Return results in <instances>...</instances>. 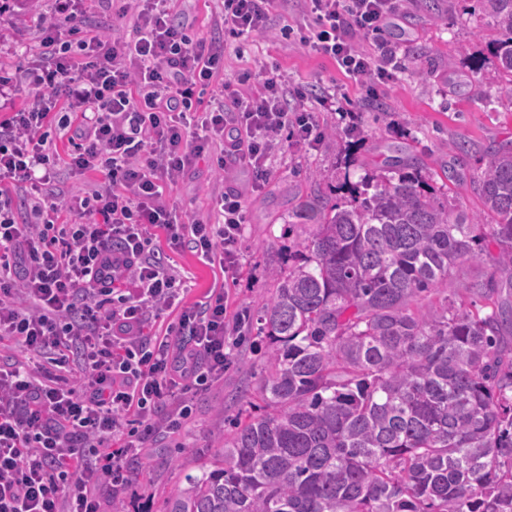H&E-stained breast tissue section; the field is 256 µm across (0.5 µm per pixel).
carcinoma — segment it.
Masks as SVG:
<instances>
[{"mask_svg": "<svg viewBox=\"0 0 512 512\" xmlns=\"http://www.w3.org/2000/svg\"><path fill=\"white\" fill-rule=\"evenodd\" d=\"M489 2L512 102V0ZM435 176L371 174L296 214L315 231L268 272L260 413L216 433L166 512H512V148L470 179L491 224L440 202ZM487 258L490 311L415 306Z\"/></svg>", "mask_w": 512, "mask_h": 512, "instance_id": "carcinoma-1", "label": "carcinoma"}]
</instances>
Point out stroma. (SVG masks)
Returning <instances> with one entry per match:
<instances>
[{
    "label": "stroma",
    "mask_w": 512,
    "mask_h": 512,
    "mask_svg": "<svg viewBox=\"0 0 512 512\" xmlns=\"http://www.w3.org/2000/svg\"><path fill=\"white\" fill-rule=\"evenodd\" d=\"M51 7V0H30L27 27L0 29L12 44L10 64H27V48L39 41L36 21ZM174 11L187 34L223 45L226 77L274 64L287 85H306L311 95L337 85L347 95L343 112H351L360 129L358 136L345 135L342 112L323 111L315 115L326 134L317 148L299 146L289 131H282L281 146L269 159L271 176L255 196L249 170L230 165L219 172L206 158L168 189L180 210L204 220L213 218L218 192L232 187L248 196L236 282H225L219 267L203 262L189 247L174 249L159 241V250L187 280L185 303L221 288L228 296V318L242 311L259 318L275 286L269 268L297 264V244L313 231L309 224L288 223V216L317 196L345 202L342 185L347 178L356 182L403 164L429 167L437 170V183L449 185L454 210L480 214L482 204L470 184L448 181L446 175L480 173L491 151L512 142V103L501 92L506 78L491 53L499 31L481 0H401L382 33L364 43L374 53L388 50L386 66L394 74L374 98L351 86L333 61L303 46L307 29L296 0H290L287 11H273L268 34L249 39L232 37L214 25L213 0H176ZM494 272L488 260L458 265L448 279V292L470 309H484L485 299L471 293L470 286ZM261 375L258 352L244 342L223 378L193 395L192 412L178 429H160L144 441L130 460L132 485L102 489L103 512H112L116 501L124 512H165L171 490L215 458L216 430L245 412Z\"/></svg>",
    "instance_id": "obj_1"
}]
</instances>
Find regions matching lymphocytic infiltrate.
Masks as SVG:
<instances>
[{"label": "lymphocytic infiltrate", "instance_id": "obj_1", "mask_svg": "<svg viewBox=\"0 0 512 512\" xmlns=\"http://www.w3.org/2000/svg\"><path fill=\"white\" fill-rule=\"evenodd\" d=\"M136 2L129 36L87 27L73 47L64 35L84 23L87 0H54L28 66L0 63V337L23 352L0 365V512H100L101 487L126 484L128 456L163 409L175 402L187 415L189 395L223 376L238 346L223 292L182 306L183 280L154 241L192 244L235 277L247 199L225 190L204 222L162 186L206 155L220 170L250 169L260 191L279 133L317 144L316 113L336 108L334 93L309 97L274 67L256 87L248 71L223 79V50L175 24L171 0ZM280 2L219 0L214 22L236 38L262 35ZM398 2L302 0L313 19L304 43L355 84L391 79L355 36L378 33ZM24 89L32 100L19 109ZM53 121L67 154L44 133ZM63 164L102 178L55 190ZM175 307L177 324L151 333Z\"/></svg>", "mask_w": 512, "mask_h": 512}]
</instances>
